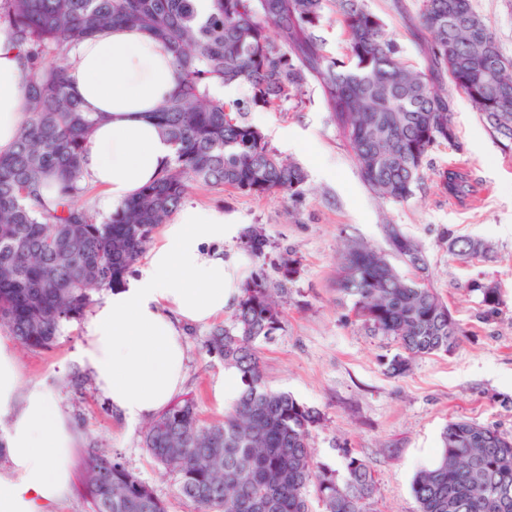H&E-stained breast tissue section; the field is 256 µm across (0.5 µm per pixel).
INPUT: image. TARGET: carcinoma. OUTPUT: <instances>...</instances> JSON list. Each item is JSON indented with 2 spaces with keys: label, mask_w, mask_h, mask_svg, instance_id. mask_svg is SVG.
<instances>
[{
  "label": "carcinoma",
  "mask_w": 512,
  "mask_h": 512,
  "mask_svg": "<svg viewBox=\"0 0 512 512\" xmlns=\"http://www.w3.org/2000/svg\"><path fill=\"white\" fill-rule=\"evenodd\" d=\"M334 19L347 43L346 62L329 55L318 35ZM419 22L428 34L426 71L402 62L367 0H210L204 16L192 0H0V24L25 48L30 91L15 149L0 157V326L24 346L51 345L63 323L83 316L94 292L124 280L194 183L303 196L304 168L272 149L246 114L299 99L310 84L320 90L362 179L389 201L412 199L429 152L456 140L439 79L466 96L511 152L512 59L501 53L473 0H421ZM115 24L143 29L172 54L178 90L156 117L176 152L156 182L100 219L70 203L85 192L80 162L97 117L68 91L65 64L47 60ZM215 82L246 85L250 95L226 101L211 93ZM51 174L60 194L52 209L41 194ZM443 186L460 200L474 192L468 175L456 170L443 175ZM388 241L414 269H427L418 242L394 227ZM246 245L264 258L270 243L252 231ZM448 251L486 259L491 246L452 237ZM339 285L355 318L398 344L395 372L417 357L453 350L464 336L424 278L402 276L372 248L354 244L344 252ZM473 288L494 312L497 283ZM280 328L281 313L257 275L242 287L230 322L211 334V350L242 383L224 421L201 426L194 402L183 399L146 431L148 452L179 475L178 493L196 512H312L311 486L324 512H363L374 493L363 459L346 455L341 478L315 459L310 437L320 412L266 385L257 342ZM84 467L91 512H166L145 481L98 449L88 452ZM412 493L419 512H512V439L493 427L449 422Z\"/></svg>",
  "instance_id": "cac0c4a2"
}]
</instances>
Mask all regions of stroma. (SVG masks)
Wrapping results in <instances>:
<instances>
[{
  "label": "stroma",
  "instance_id": "1",
  "mask_svg": "<svg viewBox=\"0 0 512 512\" xmlns=\"http://www.w3.org/2000/svg\"><path fill=\"white\" fill-rule=\"evenodd\" d=\"M385 22L402 60L426 70V34L419 0H367ZM506 56L512 57V0H473ZM457 133L455 145L430 152L414 198L398 204L381 199L362 180L340 130L331 122L315 86L301 102L273 110L257 108L249 120L271 146L301 164L306 192L255 196L221 186L196 185L189 200L223 210L242 230L254 228L270 241L265 258L248 256L241 234L225 239L224 252L239 259L240 275L263 273L280 304L281 328L260 342L264 379L320 411L311 433L317 461L339 469L345 455L365 459L376 491L364 512H418L412 493L416 472L429 465L449 421L465 419L496 427L512 437V153L503 152L466 97L449 91ZM464 168L475 187L467 199L449 198L441 184L448 166ZM419 242L428 263L426 281L466 331L451 352L415 359L409 371L391 374L398 354L389 337L370 333L349 314L338 291L341 256L348 245L388 247L387 225ZM471 236L491 244L490 262H464L448 251L449 237ZM299 261L294 278L279 270L281 256ZM500 287L496 313L485 315L474 281ZM83 322L64 324L50 347L15 345L25 385L47 388L76 433L70 453L69 490L55 512H90L82 494L85 449L99 448L149 483L167 512H196L177 491L178 476L158 465L143 444L147 422L115 412L95 389L75 354ZM211 327L186 334L183 397L193 399L202 424L222 422L212 386L225 372L208 350Z\"/></svg>",
  "mask_w": 512,
  "mask_h": 512
}]
</instances>
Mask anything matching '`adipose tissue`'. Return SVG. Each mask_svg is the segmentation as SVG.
Segmentation results:
<instances>
[{"label":"adipose tissue","mask_w":512,"mask_h":512,"mask_svg":"<svg viewBox=\"0 0 512 512\" xmlns=\"http://www.w3.org/2000/svg\"><path fill=\"white\" fill-rule=\"evenodd\" d=\"M69 84L98 122L82 155L81 183L98 193L100 216L158 179L175 148L155 112L176 89L168 49L147 32L109 27L76 43L66 60ZM29 87L23 49L0 25V155L13 152L25 121ZM223 210L184 203L163 224L137 274L98 297L83 324L76 359L98 392L131 421L166 409L185 380V331L223 317L242 282L224 255L234 235ZM0 419L16 477L0 479V512H52L69 489L74 431L41 387H25L15 353L0 341Z\"/></svg>","instance_id":"adipose-tissue-1"}]
</instances>
